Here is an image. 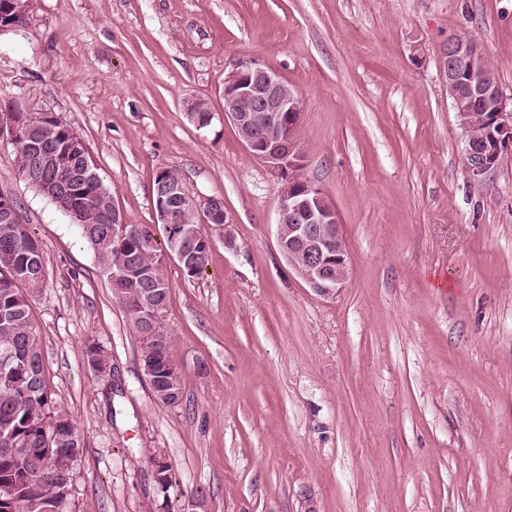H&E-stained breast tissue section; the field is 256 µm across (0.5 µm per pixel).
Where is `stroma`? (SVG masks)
Returning a JSON list of instances; mask_svg holds the SVG:
<instances>
[{
  "instance_id": "obj_1",
  "label": "stroma",
  "mask_w": 512,
  "mask_h": 512,
  "mask_svg": "<svg viewBox=\"0 0 512 512\" xmlns=\"http://www.w3.org/2000/svg\"><path fill=\"white\" fill-rule=\"evenodd\" d=\"M456 35L512 111V0H32L0 34V111L69 125L124 223H155L163 171L229 219L202 273L160 267L184 382L163 404L91 246L0 140V194L44 256L30 315L46 379L81 439L65 512H512V153L490 181L466 172ZM249 59L301 99L298 174L349 254L335 297L282 256L280 184L224 120V77ZM199 99L204 129L186 114Z\"/></svg>"
}]
</instances>
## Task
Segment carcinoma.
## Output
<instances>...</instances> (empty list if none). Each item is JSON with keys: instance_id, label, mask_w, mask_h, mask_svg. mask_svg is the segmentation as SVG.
<instances>
[{"instance_id": "carcinoma-1", "label": "carcinoma", "mask_w": 512, "mask_h": 512, "mask_svg": "<svg viewBox=\"0 0 512 512\" xmlns=\"http://www.w3.org/2000/svg\"><path fill=\"white\" fill-rule=\"evenodd\" d=\"M62 131L49 154H29L14 145L18 170L37 172L52 166L55 179L71 176L85 152L82 143L72 147ZM56 207L69 216L91 245L104 276H113L114 298L129 315L141 336V326L153 322L154 397L166 404L180 401L182 375L174 364L163 323L170 297L164 277L158 275L163 250H183L181 240L164 230V248L143 239V227L112 223V194L101 178L86 184L81 194L62 195ZM46 273L38 242L23 224L0 222V353L10 352L11 362L0 368V487H11L19 506L0 503V512H45V505L60 495V486L44 482L36 461L52 449L81 448V440L68 412L53 404L45 377L42 348L30 320V299L42 291ZM55 428L59 443H47L45 430Z\"/></svg>"}]
</instances>
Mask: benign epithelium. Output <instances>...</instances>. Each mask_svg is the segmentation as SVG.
Listing matches in <instances>:
<instances>
[{"label":"benign epithelium","mask_w":512,"mask_h":512,"mask_svg":"<svg viewBox=\"0 0 512 512\" xmlns=\"http://www.w3.org/2000/svg\"><path fill=\"white\" fill-rule=\"evenodd\" d=\"M30 0H0V33L22 27ZM224 119L236 128L249 155L281 182L277 203L278 236H288L282 250L291 268L320 296L334 297L345 288L349 257L336 209L324 192L298 175L302 152L297 143L301 102L297 93L272 69L255 61L236 66L224 77ZM448 97L452 100L462 132L464 165L468 175L483 182L499 168L504 153L512 148V113L506 111L501 93L489 84L487 57L478 41L463 36L448 42ZM492 98L478 118L462 106L466 99ZM26 111L19 102L0 114V137L18 141L31 151L41 152L57 134L47 123L53 115L40 116L46 135H33L30 126L17 120ZM48 199L51 186L70 192V186L55 183L48 175L24 176ZM156 223L144 228L145 237L156 242L157 225L173 223L177 210L194 215L200 224H226L224 199H198L190 191L161 180L153 198ZM21 221L19 210L7 196L0 197V220ZM151 465L160 487L173 482L172 468L164 456H154Z\"/></svg>","instance_id":"7a95c632"}]
</instances>
